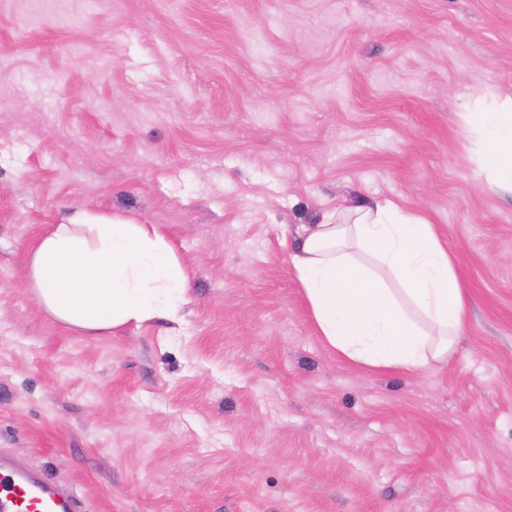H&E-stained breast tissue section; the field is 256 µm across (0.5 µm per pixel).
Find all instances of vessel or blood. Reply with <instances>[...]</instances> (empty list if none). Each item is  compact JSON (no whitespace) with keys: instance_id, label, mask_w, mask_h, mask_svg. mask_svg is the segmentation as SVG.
Wrapping results in <instances>:
<instances>
[{"instance_id":"vessel-or-blood-1","label":"vessel or blood","mask_w":512,"mask_h":512,"mask_svg":"<svg viewBox=\"0 0 512 512\" xmlns=\"http://www.w3.org/2000/svg\"><path fill=\"white\" fill-rule=\"evenodd\" d=\"M0 512H82L73 491L0 455Z\"/></svg>"}]
</instances>
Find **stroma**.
<instances>
[{"label":"stroma","mask_w":512,"mask_h":512,"mask_svg":"<svg viewBox=\"0 0 512 512\" xmlns=\"http://www.w3.org/2000/svg\"><path fill=\"white\" fill-rule=\"evenodd\" d=\"M512 0H0V455L86 512H512V192L462 98ZM392 200L469 296L447 362L347 361L289 255ZM78 211L164 230L181 322L89 336L28 283Z\"/></svg>","instance_id":"obj_1"}]
</instances>
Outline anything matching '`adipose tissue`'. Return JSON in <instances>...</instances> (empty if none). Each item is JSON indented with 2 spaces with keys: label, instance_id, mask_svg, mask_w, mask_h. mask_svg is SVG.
Here are the masks:
<instances>
[{
  "label": "adipose tissue",
  "instance_id": "obj_1",
  "mask_svg": "<svg viewBox=\"0 0 512 512\" xmlns=\"http://www.w3.org/2000/svg\"><path fill=\"white\" fill-rule=\"evenodd\" d=\"M478 172L512 190V98L478 115ZM325 345L346 360L416 371L446 361L467 298L435 225L386 200L303 224L291 256ZM34 298L89 334L178 319L187 267L155 225L81 212L38 238L29 255Z\"/></svg>",
  "mask_w": 512,
  "mask_h": 512
}]
</instances>
